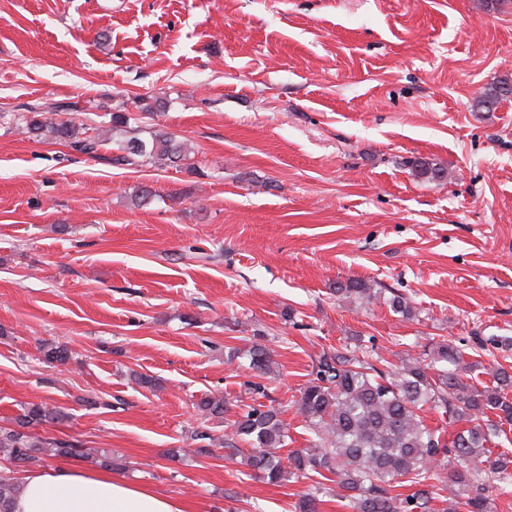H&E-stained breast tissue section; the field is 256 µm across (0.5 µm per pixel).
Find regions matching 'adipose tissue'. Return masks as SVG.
Returning <instances> with one entry per match:
<instances>
[{
  "instance_id": "1",
  "label": "adipose tissue",
  "mask_w": 512,
  "mask_h": 512,
  "mask_svg": "<svg viewBox=\"0 0 512 512\" xmlns=\"http://www.w3.org/2000/svg\"><path fill=\"white\" fill-rule=\"evenodd\" d=\"M14 512H186L182 500L106 472L52 468L18 481Z\"/></svg>"
}]
</instances>
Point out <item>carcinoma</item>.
Listing matches in <instances>:
<instances>
[{
    "label": "carcinoma",
    "mask_w": 512,
    "mask_h": 512,
    "mask_svg": "<svg viewBox=\"0 0 512 512\" xmlns=\"http://www.w3.org/2000/svg\"><path fill=\"white\" fill-rule=\"evenodd\" d=\"M512 96V83L493 84L475 100L477 108L491 111ZM69 102L36 101L12 121L37 139L56 140L71 151L107 160L117 167L151 165L158 169L180 167L189 159L184 141L164 129L148 138L124 136L111 142L99 128L84 122L60 119L74 111ZM136 109L149 117L162 109L159 99L139 98ZM135 120L126 109L109 113V122L121 131ZM421 179L443 178V169L426 159L411 162ZM336 296H355L365 304L377 300V292L365 283L349 279L339 284ZM394 313L415 315L410 302L394 295L386 301ZM480 350L490 344L509 358L512 339L484 340L475 337ZM249 368L274 372L270 352L261 344L248 351ZM361 346L342 345L324 349L313 365L312 378L300 391L297 411L318 439L283 457L287 427L282 411L258 405L236 415L224 431L222 444L235 454L247 445L246 464L266 483L278 486L293 476L327 471L335 476L336 496L348 501L353 512H492L493 488L512 485V456H492L489 445L504 424L512 425V366L499 363L489 370L481 362H468L462 352L445 340L424 345L419 355L401 357L390 370L371 362ZM490 373L489 385L473 382L474 373ZM205 419H221L229 412L220 397L202 399L197 405ZM433 411L455 426L450 434L428 426L422 413ZM66 414L42 404H30L16 419L15 427L0 428V452L22 468L45 467L48 457L98 459L99 448H86L66 440L47 439L34 432L44 423L61 422ZM453 461L448 484H433L439 471ZM408 482L414 492L406 496L392 490ZM448 495L439 498V491ZM18 483L12 471L0 470V512H13ZM325 488L315 486L298 502V512H319V496Z\"/></svg>",
    "instance_id": "obj_1"
}]
</instances>
